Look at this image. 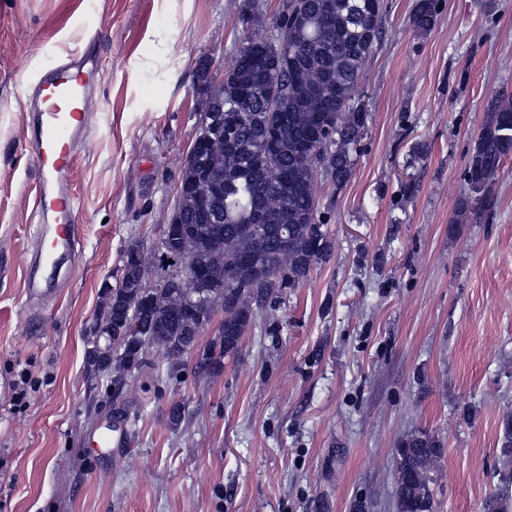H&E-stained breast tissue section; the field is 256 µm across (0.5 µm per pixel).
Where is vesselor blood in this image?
Wrapping results in <instances>:
<instances>
[{
	"mask_svg": "<svg viewBox=\"0 0 512 512\" xmlns=\"http://www.w3.org/2000/svg\"><path fill=\"white\" fill-rule=\"evenodd\" d=\"M100 81L99 59L87 50L44 68L33 87L30 134L39 172L33 207L46 225L47 245L41 258L50 273L59 254L71 251L79 235L74 222L76 196L67 175L84 139L87 114ZM127 443V425L119 420L106 426L96 440L100 448H123Z\"/></svg>",
	"mask_w": 512,
	"mask_h": 512,
	"instance_id": "vessel-or-blood-1",
	"label": "vessel or blood"
}]
</instances>
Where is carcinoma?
Returning a JSON list of instances; mask_svg holds the SVG:
<instances>
[{
    "label": "carcinoma",
    "instance_id": "1",
    "mask_svg": "<svg viewBox=\"0 0 512 512\" xmlns=\"http://www.w3.org/2000/svg\"><path fill=\"white\" fill-rule=\"evenodd\" d=\"M383 0H287L269 23L262 13L247 20L274 31L271 41L283 65L269 74L250 54V38L224 81L213 86L198 74L202 100L195 140L180 174L169 238L161 250L196 262L205 283L196 291L168 277L139 303L146 263L124 252L121 275L104 298L98 334L87 351L92 378L106 376L119 391L125 374L148 365L151 349L169 361L158 383L192 358L199 375H216L224 359L238 355L259 314L286 289L305 281L330 259L332 239L322 222L318 178L344 186L354 169L367 114L356 102L358 84L383 35ZM437 21L435 0H417L410 24L418 33ZM512 155V95L486 105V119L465 167L469 193L460 197L456 222L476 221L492 210V182ZM215 224L195 221L197 200L212 189ZM222 314L214 338L198 345L199 333ZM135 315L139 331L127 335ZM440 441L417 429L396 453L397 512H434L431 485ZM502 466L486 500V512H512V414L501 422Z\"/></svg>",
    "mask_w": 512,
    "mask_h": 512
}]
</instances>
